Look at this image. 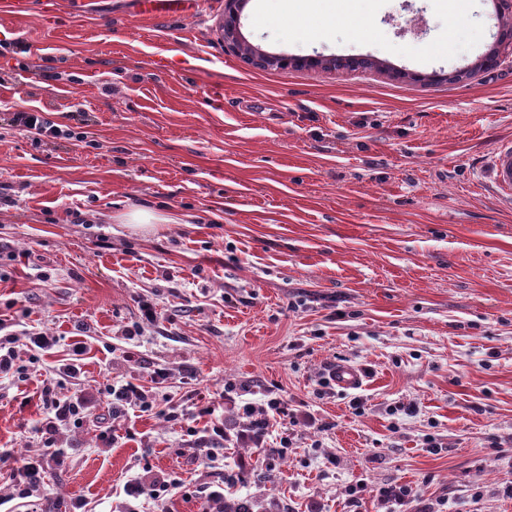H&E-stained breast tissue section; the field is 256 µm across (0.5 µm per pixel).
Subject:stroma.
<instances>
[{"label": "stroma", "instance_id": "1", "mask_svg": "<svg viewBox=\"0 0 512 512\" xmlns=\"http://www.w3.org/2000/svg\"><path fill=\"white\" fill-rule=\"evenodd\" d=\"M77 2L49 20L0 7V341L19 354L0 455L41 451L42 512H220L219 487L277 512H384L389 485L410 489L406 512H512V206L482 177L512 140V50L476 66L495 0H364L366 21L329 28L328 0L244 6L253 45L379 62L357 70L245 63L225 0ZM284 9L290 26L270 22ZM35 107L72 138L11 123ZM136 206L169 221L118 224ZM143 299L160 317L141 330ZM35 332L57 345L30 350ZM339 362L364 370L357 392L322 386ZM133 379L159 410L113 413L109 387ZM47 380L116 442L67 425L43 446ZM268 389L296 423L202 460L197 403L232 427ZM153 480L158 500L124 491Z\"/></svg>", "mask_w": 512, "mask_h": 512}]
</instances>
